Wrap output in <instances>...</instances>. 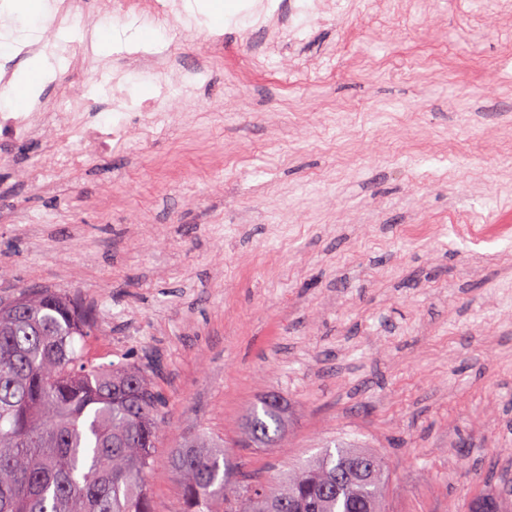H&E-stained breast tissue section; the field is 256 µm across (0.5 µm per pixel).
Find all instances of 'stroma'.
<instances>
[{
  "label": "stroma",
  "mask_w": 512,
  "mask_h": 512,
  "mask_svg": "<svg viewBox=\"0 0 512 512\" xmlns=\"http://www.w3.org/2000/svg\"><path fill=\"white\" fill-rule=\"evenodd\" d=\"M111 25L103 80L133 53L193 65L211 30ZM37 19L5 31L9 73L26 67ZM224 59L148 143L30 174L53 134L0 136V299L26 287L77 298L96 323L98 364L145 365L166 421L150 490L181 512L168 457L182 438L224 441L234 475L274 480L328 445L385 461L386 512H469L512 496V13L428 0L423 12L341 0L330 24L257 70L239 64L266 33L224 26ZM34 101L52 109L63 59ZM470 216L460 234L454 219ZM287 406L282 437L247 446L250 409Z\"/></svg>",
  "instance_id": "1"
}]
</instances>
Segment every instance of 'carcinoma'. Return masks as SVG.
<instances>
[{"instance_id":"1","label":"carcinoma","mask_w":512,"mask_h":512,"mask_svg":"<svg viewBox=\"0 0 512 512\" xmlns=\"http://www.w3.org/2000/svg\"><path fill=\"white\" fill-rule=\"evenodd\" d=\"M94 320L53 288L0 301V512H156L148 489L164 426L141 367L98 365L77 343ZM272 399L249 412L245 440L284 426ZM183 512H384L385 465L363 448H325L279 483L230 478L224 443L205 433L173 449Z\"/></svg>"}]
</instances>
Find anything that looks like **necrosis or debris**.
<instances>
[{
	"instance_id": "4bbe7bcc",
	"label": "necrosis or debris",
	"mask_w": 512,
	"mask_h": 512,
	"mask_svg": "<svg viewBox=\"0 0 512 512\" xmlns=\"http://www.w3.org/2000/svg\"><path fill=\"white\" fill-rule=\"evenodd\" d=\"M285 11L304 13L317 22L335 15L331 0H305L303 5H292L285 10L273 5L272 0H261L260 4L252 6L250 15L255 18L257 27L263 28ZM91 12L106 13L116 19L141 16L148 18L158 28L166 29L176 23L181 6L179 0H52L41 44L56 55L72 58L81 68L89 92L99 84L102 69L92 52L91 29L83 24L86 14ZM65 21L81 24L82 41L74 44L55 41L54 33ZM139 60L149 68L163 88L161 97L145 104L142 112L128 111L124 98L116 93L112 96V119L106 122L96 117V101L89 93L76 96L66 91L49 112L40 107L31 112H1L0 133L11 137H28L51 128L65 136H78L89 157L109 150L113 143L125 141L132 134L141 139L148 138L157 125L165 122L172 98L188 97L206 76L208 69L203 64L177 65L175 58L167 53L157 56L143 53Z\"/></svg>"
}]
</instances>
